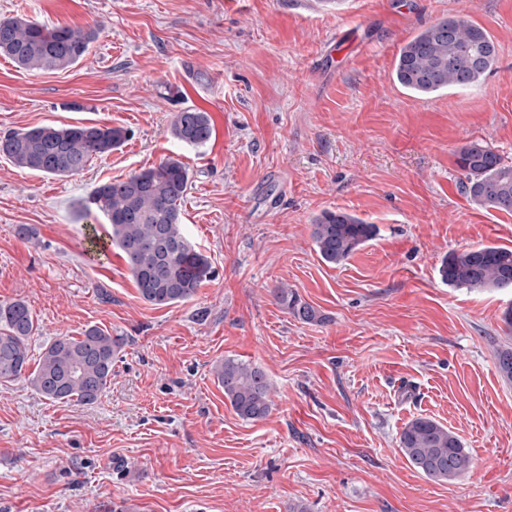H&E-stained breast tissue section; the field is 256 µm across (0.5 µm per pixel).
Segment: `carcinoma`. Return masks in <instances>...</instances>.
Instances as JSON below:
<instances>
[{"label": "carcinoma", "mask_w": 512, "mask_h": 512, "mask_svg": "<svg viewBox=\"0 0 512 512\" xmlns=\"http://www.w3.org/2000/svg\"><path fill=\"white\" fill-rule=\"evenodd\" d=\"M95 32L52 26L22 17L0 19V56L16 67L53 73L73 67L88 52ZM498 60V46L483 27L455 15L425 27L399 50L392 78L407 91L431 96L450 87L478 86ZM173 136L202 147L212 138L208 114L189 109L174 115ZM121 128L97 125H42L0 135V155L17 168L46 176L69 177L96 157L109 155L126 139ZM462 187L482 208L512 213V164L483 141H471L456 153ZM190 183L189 168L177 159L143 168L124 180L94 189L91 203L108 221L107 235L123 254L140 298L156 307L192 300L213 275L209 257L184 234L180 204ZM378 228L342 210H327L313 224L312 239L327 264L339 265L374 239ZM455 288H512V248L482 245L448 254L439 268ZM289 313L308 324L324 316L288 288L274 290ZM37 326L23 300L0 305V383L24 378L45 399L58 403H96L112 377L121 352L117 337L97 326L75 336H57L39 355L34 369L30 340ZM500 376L512 382V345L495 351ZM236 414L258 421L271 411L270 385L263 370L226 358L214 367ZM400 452L420 474L451 482L473 467L469 449L441 423L417 417L403 428Z\"/></svg>", "instance_id": "1"}]
</instances>
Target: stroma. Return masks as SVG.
<instances>
[{"mask_svg": "<svg viewBox=\"0 0 512 512\" xmlns=\"http://www.w3.org/2000/svg\"><path fill=\"white\" fill-rule=\"evenodd\" d=\"M498 44L481 85L420 99L392 79L402 45L449 15ZM93 27L72 68L32 73L0 57V131L45 124L127 130L111 154L55 178L0 157V303L26 301L32 356L90 326L123 346L92 405L0 384V512H512V384L498 345L512 288H452L449 253L512 248V214L472 204L460 147L512 161V0H0V17ZM342 34L349 50L324 61ZM208 113L210 142L171 133ZM176 159L192 174L185 234L213 276L189 302L145 303L109 239L79 208L101 183ZM378 232L324 263L311 236L326 210ZM31 224L37 242L16 228ZM317 308L309 325L278 302ZM260 367L272 409L241 419L213 374ZM434 418L473 456L437 483L399 450ZM173 136L189 146H205L212 138L213 130L208 114L189 109L177 112L171 124ZM274 294L278 301L288 309L289 313L304 323L319 324L325 319L311 304L302 302L297 293L291 289L275 288Z\"/></svg>", "mask_w": 512, "mask_h": 512, "instance_id": "1", "label": "stroma"}]
</instances>
